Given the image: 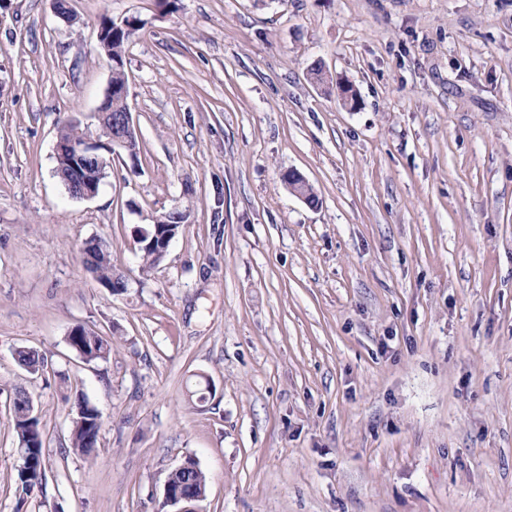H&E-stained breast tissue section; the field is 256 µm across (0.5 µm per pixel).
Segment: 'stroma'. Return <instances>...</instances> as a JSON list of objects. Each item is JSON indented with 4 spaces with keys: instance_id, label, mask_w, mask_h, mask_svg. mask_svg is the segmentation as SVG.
<instances>
[{
    "instance_id": "1",
    "label": "stroma",
    "mask_w": 512,
    "mask_h": 512,
    "mask_svg": "<svg viewBox=\"0 0 512 512\" xmlns=\"http://www.w3.org/2000/svg\"><path fill=\"white\" fill-rule=\"evenodd\" d=\"M68 6L0 9V512H167L189 457L204 512H512V0ZM105 17L142 22L139 150L75 198L54 147L72 122L98 134ZM173 209L142 272L139 231ZM94 237L124 293L84 267ZM78 325L108 359L70 348ZM19 387L45 431L25 498ZM79 394L103 414L90 459L69 446ZM67 340L71 349L87 362L105 360L112 350L108 340L82 326H77ZM14 357L17 365L29 374L42 372L48 365L45 355L34 348H18ZM190 467L182 470L179 474L176 475V479L173 480V486L170 482V475L175 474L184 466L186 463L184 462L182 465L173 469L164 484L163 489V506H170L176 508L173 512H204L200 507V502H196L193 505L186 506L180 503L178 500L184 501H192L190 499L183 498L179 492L186 496H194L196 498L202 497L203 501L206 498L207 487H208V477L206 473L199 467L195 460H190ZM178 490L179 492L174 491Z\"/></svg>"
}]
</instances>
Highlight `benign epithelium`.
I'll return each mask as SVG.
<instances>
[{"instance_id": "1", "label": "benign epithelium", "mask_w": 512, "mask_h": 512, "mask_svg": "<svg viewBox=\"0 0 512 512\" xmlns=\"http://www.w3.org/2000/svg\"><path fill=\"white\" fill-rule=\"evenodd\" d=\"M97 117L109 119L112 124L111 140L102 143L97 139L84 137L82 143H68L57 141L55 155L59 159L71 158L70 165L74 169L71 185L75 191L72 196L76 198H92L96 196L100 179L106 175L112 154L129 147V142L136 137L131 112H114L112 110H98ZM309 182L298 172H288V190L291 194L308 201ZM182 496L173 491L170 481H165L163 489V505L174 508V512H204L200 504L186 506L180 503Z\"/></svg>"}]
</instances>
